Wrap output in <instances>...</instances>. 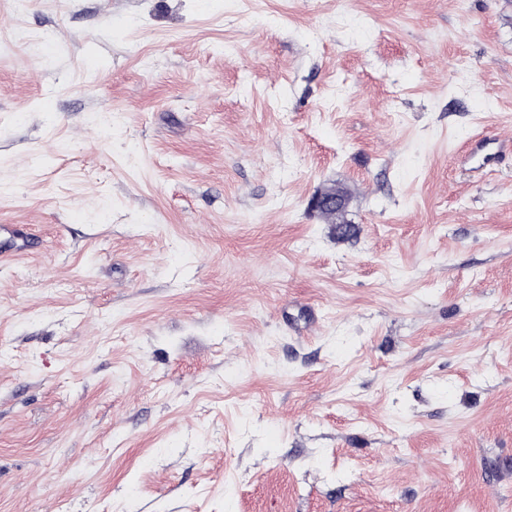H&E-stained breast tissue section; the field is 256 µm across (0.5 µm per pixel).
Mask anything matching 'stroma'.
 Returning <instances> with one entry per match:
<instances>
[{
    "label": "stroma",
    "mask_w": 512,
    "mask_h": 512,
    "mask_svg": "<svg viewBox=\"0 0 512 512\" xmlns=\"http://www.w3.org/2000/svg\"><path fill=\"white\" fill-rule=\"evenodd\" d=\"M0 512H512V0H0Z\"/></svg>",
    "instance_id": "1"
}]
</instances>
